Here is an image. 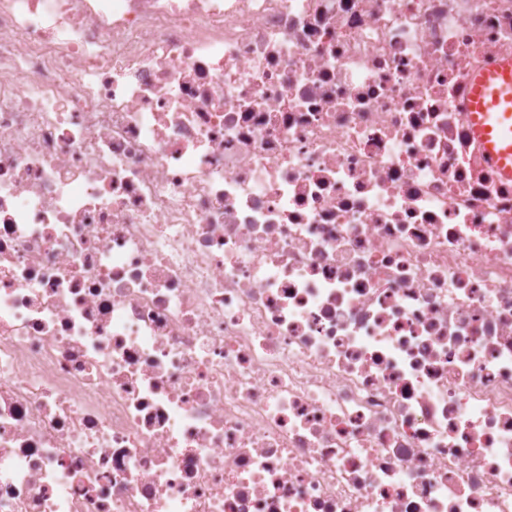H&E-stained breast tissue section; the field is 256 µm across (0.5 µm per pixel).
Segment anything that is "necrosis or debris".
Instances as JSON below:
<instances>
[{"instance_id": "4bbe7bcc", "label": "necrosis or debris", "mask_w": 512, "mask_h": 512, "mask_svg": "<svg viewBox=\"0 0 512 512\" xmlns=\"http://www.w3.org/2000/svg\"><path fill=\"white\" fill-rule=\"evenodd\" d=\"M512 0H0V512H512ZM468 97L473 137L483 145L484 159L512 180V54L476 74Z\"/></svg>"}]
</instances>
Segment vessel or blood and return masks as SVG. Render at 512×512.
I'll use <instances>...</instances> for the list:
<instances>
[{
	"instance_id": "b4317fda",
	"label": "vessel or blood",
	"mask_w": 512,
	"mask_h": 512,
	"mask_svg": "<svg viewBox=\"0 0 512 512\" xmlns=\"http://www.w3.org/2000/svg\"><path fill=\"white\" fill-rule=\"evenodd\" d=\"M468 107L472 132L486 161L512 180V54L501 55L472 80Z\"/></svg>"
}]
</instances>
